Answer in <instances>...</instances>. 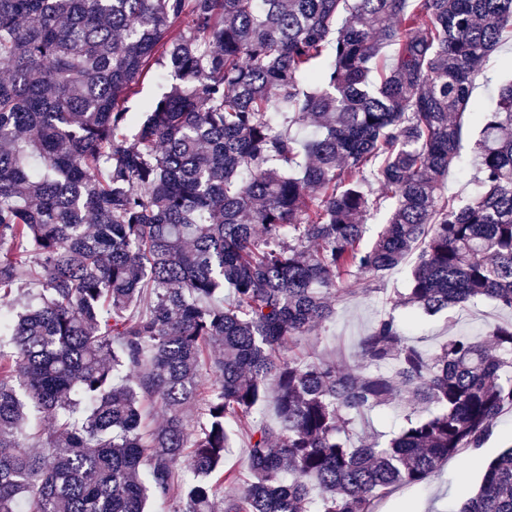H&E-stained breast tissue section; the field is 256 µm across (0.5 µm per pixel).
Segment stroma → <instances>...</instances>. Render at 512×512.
Here are the masks:
<instances>
[{
    "instance_id": "obj_1",
    "label": "stroma",
    "mask_w": 512,
    "mask_h": 512,
    "mask_svg": "<svg viewBox=\"0 0 512 512\" xmlns=\"http://www.w3.org/2000/svg\"><path fill=\"white\" fill-rule=\"evenodd\" d=\"M510 59L511 41L503 43L489 56L474 80L473 111L489 107L492 91L504 77L505 63ZM461 154V166L450 169L442 180V191L449 197H466L478 189L471 140L463 141ZM408 272V266L404 265L379 276L362 278L356 296L339 304L335 318L315 332L308 342L300 344V351L325 355L348 370L357 368V351L362 337L386 310V299L393 289L404 287ZM395 315L405 322L408 339L426 350L434 349L455 335L483 337L491 325L512 317L489 301L468 304L448 316H425L413 325L406 322L407 309H396ZM511 444L512 410H506L497 418L483 447L449 457L421 485L392 491L378 502L377 512H448L463 497L477 490L488 462Z\"/></svg>"
}]
</instances>
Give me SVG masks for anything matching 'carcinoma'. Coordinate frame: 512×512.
I'll list each match as a JSON object with an SVG mask.
<instances>
[{
    "label": "carcinoma",
    "mask_w": 512,
    "mask_h": 512,
    "mask_svg": "<svg viewBox=\"0 0 512 512\" xmlns=\"http://www.w3.org/2000/svg\"><path fill=\"white\" fill-rule=\"evenodd\" d=\"M511 39L512 0H0V512H375L480 447L512 408V321L426 352L393 311H512V78L469 112ZM411 256L362 369L287 352ZM388 404L396 435L352 436ZM236 429L250 477L215 482ZM458 512H512V446ZM512 59L511 40L503 43L493 52L474 79L471 95V108L473 111H485L491 104L493 89L505 75V62ZM173 82L170 77L163 82L153 78L145 79L130 95L126 106L129 107L130 112H142V106L146 100L158 95L163 88L170 86ZM461 154V166H454L442 180V192L448 197H467L478 189L474 178L476 170L472 164L474 152L470 137L464 139Z\"/></svg>",
    "instance_id": "obj_1"
}]
</instances>
